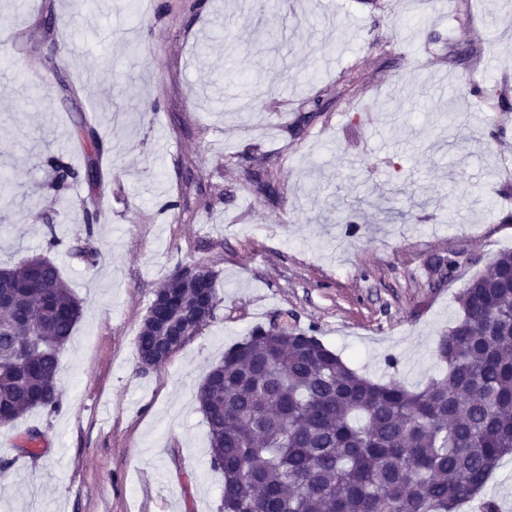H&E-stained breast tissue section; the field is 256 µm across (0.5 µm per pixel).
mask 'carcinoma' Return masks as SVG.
<instances>
[{
    "mask_svg": "<svg viewBox=\"0 0 512 512\" xmlns=\"http://www.w3.org/2000/svg\"><path fill=\"white\" fill-rule=\"evenodd\" d=\"M483 94L504 106L507 85ZM327 111L325 94L306 102L299 123ZM72 136L90 147L86 169L98 174V133L78 116ZM236 158L245 181L273 197L276 189ZM47 164L57 188L77 177L60 156ZM87 235L70 247L91 261L99 211L83 210ZM174 270L154 290L168 293L170 311L193 322L196 304L216 311L215 274L196 279ZM0 423L60 408L59 354L81 304L57 266L42 257L0 269ZM460 316L440 337L436 354L446 374L420 390L375 382L348 367L317 337L296 331L281 315L224 351L197 400L208 428L210 463L224 473V512H459L492 472L512 457V252L457 297ZM139 364L163 351L144 318Z\"/></svg>",
    "mask_w": 512,
    "mask_h": 512,
    "instance_id": "cac0c4a2",
    "label": "carcinoma"
}]
</instances>
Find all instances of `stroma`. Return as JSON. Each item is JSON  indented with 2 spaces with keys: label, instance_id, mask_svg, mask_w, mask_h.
I'll list each match as a JSON object with an SVG mask.
<instances>
[{
  "label": "stroma",
  "instance_id": "35a3bbf8",
  "mask_svg": "<svg viewBox=\"0 0 512 512\" xmlns=\"http://www.w3.org/2000/svg\"><path fill=\"white\" fill-rule=\"evenodd\" d=\"M193 2L140 18L127 0H0V266L44 256L82 306L60 409L0 424V512H221L196 392L226 348L285 310L359 374L423 387L445 373L435 350L458 293L512 251V111L458 94L512 83V49L496 47L512 0H288L272 35L256 0ZM478 37L480 57L449 61ZM377 42L398 51L372 67ZM352 68L357 82L298 128L301 103ZM76 112L104 144L100 178L58 192L49 156L85 169ZM239 154L271 167L275 201L245 183ZM92 199L110 207L88 265L68 248ZM452 252L459 268L438 278ZM199 265L216 275L215 318L141 371L155 288ZM30 427L42 440L27 453Z\"/></svg>",
  "mask_w": 512,
  "mask_h": 512
}]
</instances>
